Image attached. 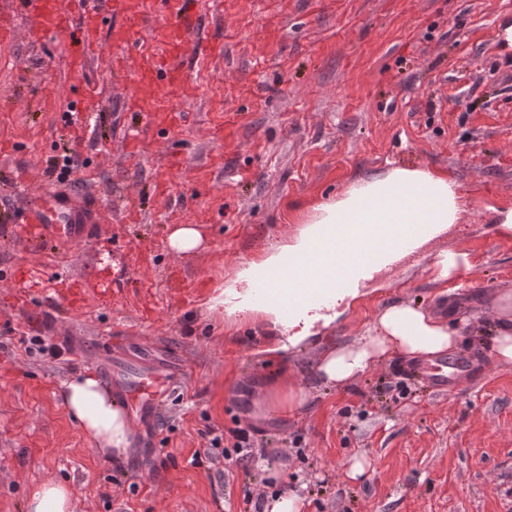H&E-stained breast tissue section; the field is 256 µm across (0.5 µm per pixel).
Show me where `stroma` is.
<instances>
[{"instance_id": "35a3bbf8", "label": "stroma", "mask_w": 512, "mask_h": 512, "mask_svg": "<svg viewBox=\"0 0 512 512\" xmlns=\"http://www.w3.org/2000/svg\"><path fill=\"white\" fill-rule=\"evenodd\" d=\"M197 16L165 103L137 75L169 17L150 18L137 53L124 17L110 19L78 76L69 39L34 42L22 16L0 42V512H23L48 480L70 487L73 512H253L247 489L296 494L303 512H512V365L495 363L487 337H463L478 374L445 393L397 357L345 385L314 376L323 350L386 305L432 311L444 297L453 315L512 292V234L497 224L512 208V47L499 39L512 0H199ZM69 150L78 167L63 182ZM405 161L460 184L466 220L441 245L467 253L468 287L425 268L405 288L382 277L284 359L264 325L209 310L243 259ZM55 184L96 197L103 221L97 240L47 264L19 238L18 199ZM180 224L203 243L176 256L167 236ZM89 268L106 293L84 288ZM11 331L60 353H26ZM135 355L182 363L183 376L161 398L156 440L112 463L60 390ZM284 366L307 402L257 414ZM236 426L254 442L247 466L194 464L207 429ZM355 456L369 463L359 480Z\"/></svg>"}]
</instances>
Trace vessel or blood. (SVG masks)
Here are the masks:
<instances>
[{
  "label": "vessel or blood",
  "mask_w": 512,
  "mask_h": 512,
  "mask_svg": "<svg viewBox=\"0 0 512 512\" xmlns=\"http://www.w3.org/2000/svg\"><path fill=\"white\" fill-rule=\"evenodd\" d=\"M84 9L73 16L66 0H21L22 11L30 21V36L39 40L47 36L68 35L72 43L69 66L82 72L87 53L97 40L101 27L115 14H123L128 35L126 45L137 46L136 35L145 29L151 9L176 15L178 22L169 28L165 37V55L158 58L142 56L139 81L156 88H174L182 80L181 56L184 46L193 37L196 25L192 0H148L146 8L129 9V0H81ZM24 214L22 234L25 239L40 244L71 247L96 235L101 222V208L91 200L64 190H51L27 198L21 205ZM331 242L334 253L320 257L286 256L284 273L289 287L275 288L264 279L257 282V298L267 303L278 301L284 315L290 316L307 305H323L329 290L311 285L307 273L311 265L336 264V285L340 288H366L378 274L404 277L412 264H424L428 248L437 239L433 224H412L402 229L395 224H380L373 232L352 230L346 225L335 227ZM465 368L463 361L440 359L426 368L428 385L442 391L454 385ZM180 367L146 365L137 372L116 367L107 377L130 405L139 428L151 431L156 425V405L163 387L171 375L180 374Z\"/></svg>",
  "instance_id": "1"
}]
</instances>
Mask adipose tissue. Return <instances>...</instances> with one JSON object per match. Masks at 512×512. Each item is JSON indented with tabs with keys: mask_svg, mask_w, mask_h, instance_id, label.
Instances as JSON below:
<instances>
[{
	"mask_svg": "<svg viewBox=\"0 0 512 512\" xmlns=\"http://www.w3.org/2000/svg\"><path fill=\"white\" fill-rule=\"evenodd\" d=\"M463 208L456 185L425 169L394 168L358 182L336 200L319 204L313 218L288 243L272 248L260 262L240 266L235 277L213 297L211 310L232 320H261L272 332V351L297 347L316 336L319 328L335 321L336 302L325 312L307 311L284 318L277 303H258L254 285L268 279L272 287L286 285L278 271L284 256L304 255L320 243L334 224H440L460 223ZM484 322L496 360L512 364V294H499L484 315L462 314L443 319L407 302L384 307L365 324L352 342L327 349L316 367L326 386L355 381L394 356L420 360L442 356L459 343L465 326ZM60 398L69 414L90 437L101 456L122 460L130 445L133 426L124 407L94 373L64 383Z\"/></svg>",
	"mask_w": 512,
	"mask_h": 512,
	"instance_id": "obj_1",
	"label": "adipose tissue"
}]
</instances>
